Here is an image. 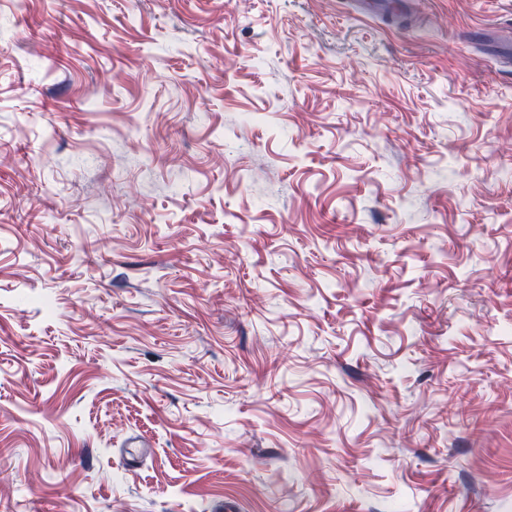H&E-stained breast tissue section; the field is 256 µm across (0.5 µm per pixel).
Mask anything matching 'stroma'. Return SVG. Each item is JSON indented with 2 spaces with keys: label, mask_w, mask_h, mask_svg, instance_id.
I'll return each mask as SVG.
<instances>
[{
  "label": "stroma",
  "mask_w": 512,
  "mask_h": 512,
  "mask_svg": "<svg viewBox=\"0 0 512 512\" xmlns=\"http://www.w3.org/2000/svg\"><path fill=\"white\" fill-rule=\"evenodd\" d=\"M474 27L512 0H0V512H512Z\"/></svg>",
  "instance_id": "35a3bbf8"
}]
</instances>
